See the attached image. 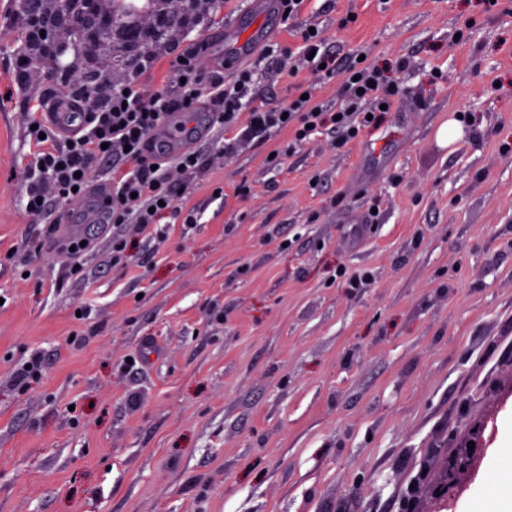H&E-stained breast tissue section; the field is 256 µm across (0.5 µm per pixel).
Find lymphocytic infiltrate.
Segmentation results:
<instances>
[{
  "label": "lymphocytic infiltrate",
  "instance_id": "f902f5d3",
  "mask_svg": "<svg viewBox=\"0 0 512 512\" xmlns=\"http://www.w3.org/2000/svg\"><path fill=\"white\" fill-rule=\"evenodd\" d=\"M303 48L297 54L286 56L283 68L289 75L301 71L325 68L332 72L342 70L344 88L353 102L386 104L389 95L384 90L383 73L374 67H358L356 62L340 59L327 50L317 35L303 32ZM153 54L139 59L134 74L98 98L78 97L65 92L66 102L84 106L85 113L80 134L60 139L49 126L42 124L38 112L43 108L41 98H34L36 110L31 124L39 132L35 139L32 162L26 173V209L32 213L47 212L51 205L71 204L85 197L92 171L99 166H111L116 175L112 187V204L108 219L115 224H138L149 228L163 218H179L182 208L178 201L183 189L168 178L171 168L193 174L202 167V158L189 150L174 158L148 151V138L164 116L173 112L195 111L200 102H209L219 124L234 129L237 137L224 143L225 153H234L242 145L261 143L271 129L293 128L295 141L306 140L312 131L329 127L337 142L354 140L362 127L368 126L366 112L341 110L339 119H326L322 106L307 98L306 87H298L296 97L283 108L248 109L253 73L240 71L235 78L225 79L216 73L201 76L188 53L175 56L163 89L146 94L140 81L141 72L152 69ZM249 112L246 124H239L240 112ZM52 181L56 195L46 200L43 181Z\"/></svg>",
  "mask_w": 512,
  "mask_h": 512
}]
</instances>
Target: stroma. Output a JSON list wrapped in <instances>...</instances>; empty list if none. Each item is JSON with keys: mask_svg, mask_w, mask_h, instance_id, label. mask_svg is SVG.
Instances as JSON below:
<instances>
[{"mask_svg": "<svg viewBox=\"0 0 512 512\" xmlns=\"http://www.w3.org/2000/svg\"><path fill=\"white\" fill-rule=\"evenodd\" d=\"M308 0L275 15L283 49L317 27L399 94L338 145L292 129L171 171L191 223L86 226L73 256L26 209L27 98L0 39V512H467L502 488L512 421V0ZM252 0L196 8L172 52L202 75ZM253 104L297 83L347 107L341 73L248 60ZM455 128L454 139L438 135ZM278 163H270L271 153ZM126 248L114 255V241ZM369 278L350 287L349 274ZM40 356V377L18 371ZM482 436L448 499L444 461Z\"/></svg>", "mask_w": 512, "mask_h": 512, "instance_id": "35a3bbf8", "label": "stroma"}]
</instances>
